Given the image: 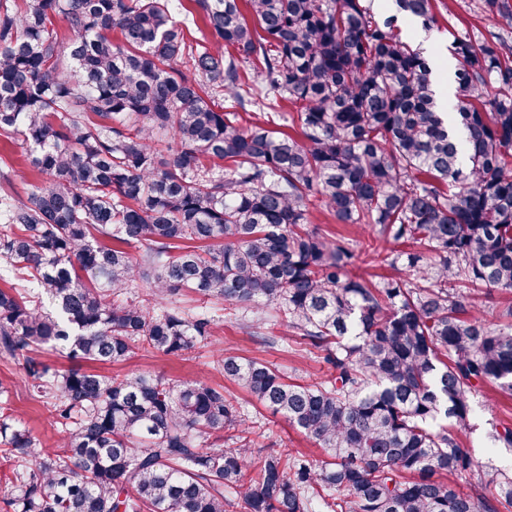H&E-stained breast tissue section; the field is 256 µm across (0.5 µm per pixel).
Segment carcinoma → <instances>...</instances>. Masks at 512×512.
Masks as SVG:
<instances>
[{
  "label": "carcinoma",
  "mask_w": 512,
  "mask_h": 512,
  "mask_svg": "<svg viewBox=\"0 0 512 512\" xmlns=\"http://www.w3.org/2000/svg\"><path fill=\"white\" fill-rule=\"evenodd\" d=\"M189 2L0 0V138L32 177L14 198L0 156V354L65 426L47 448L0 413L5 512H512V472L439 425L469 429L486 382L512 392V306L495 323L474 299L512 292V41L458 38L442 109L398 28H430L431 0L382 21L366 0H245L253 29L238 0ZM280 101L296 136L269 128ZM315 203L391 242L381 263L406 276L355 273L353 243L310 227ZM183 290L278 318L329 366L308 383L214 360L331 459L253 458L255 421L205 379L35 357L182 356L212 324L162 306ZM489 481L493 503L473 494Z\"/></svg>",
  "instance_id": "carcinoma-1"
}]
</instances>
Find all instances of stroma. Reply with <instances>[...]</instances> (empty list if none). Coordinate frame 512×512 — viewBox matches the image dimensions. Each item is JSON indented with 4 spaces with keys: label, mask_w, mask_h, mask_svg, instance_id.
<instances>
[{
    "label": "stroma",
    "mask_w": 512,
    "mask_h": 512,
    "mask_svg": "<svg viewBox=\"0 0 512 512\" xmlns=\"http://www.w3.org/2000/svg\"><path fill=\"white\" fill-rule=\"evenodd\" d=\"M433 13L436 18L431 30L434 44L442 49L444 60L450 63L455 60L453 42L464 31L476 30L489 39L499 35L512 38V25L501 17L486 12L483 0H433ZM310 221L312 226L356 241L355 264L366 277L390 275V268L381 265L373 251L361 246L362 236L357 229L337 223L334 217L317 207L311 208ZM249 320V315L243 311L227 308L214 321L210 346L182 357L139 348L126 361L112 365L97 364L93 370L109 377L150 371L172 381L203 378L223 385L225 393L238 394V387L225 382L223 376L212 367L210 347L215 344L232 348L243 357L263 361L287 373L300 370L302 377L309 381L326 374L327 366L322 360L300 358V339L295 333L288 331L287 327L272 322L264 326L260 335L256 336L247 327ZM0 379L15 383L9 396V406L16 419L39 436L46 445H55L63 436L62 428L55 424L49 406L29 392L22 366L0 356ZM474 406L477 415L471 429L459 434L462 445L470 448L481 460L491 462L494 467H512V451L493 447L489 439L493 425L512 426V394L501 391L494 384L486 383L479 387L474 397ZM248 413L256 419L261 432L254 443L257 456L294 448L314 461L326 458L325 449L315 445L282 416L253 407L249 408Z\"/></svg>",
    "instance_id": "stroma-1"
}]
</instances>
